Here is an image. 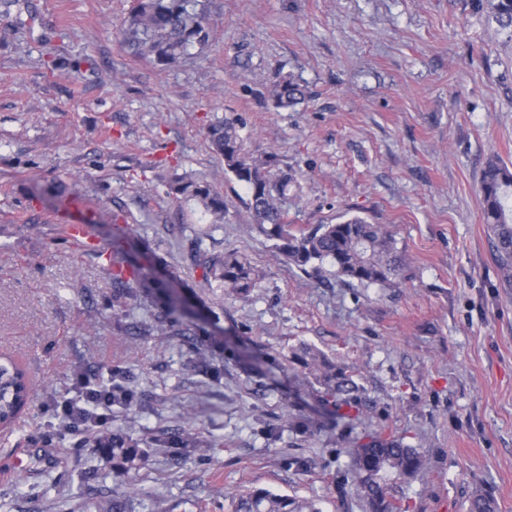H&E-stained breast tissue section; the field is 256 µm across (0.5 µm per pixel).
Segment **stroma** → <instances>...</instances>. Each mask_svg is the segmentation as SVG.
Here are the masks:
<instances>
[{
	"mask_svg": "<svg viewBox=\"0 0 512 512\" xmlns=\"http://www.w3.org/2000/svg\"><path fill=\"white\" fill-rule=\"evenodd\" d=\"M490 3L210 0L209 47L163 67L120 44L132 0H0V352L34 386L0 430V512H233L231 493L253 488L364 512L343 449L371 431L429 461L393 482L405 512H470L478 490L512 512V288L479 203L488 159L512 163V27ZM289 74L309 92L293 111L268 96ZM218 120L295 173V228L392 225L404 287L350 288L277 260L210 148ZM176 174L214 182L223 223L169 195ZM87 215L102 254L66 235ZM229 251L260 274L249 298L197 261ZM133 264L158 285L118 294L112 275ZM167 285L196 331L156 336ZM303 344L353 368L369 419L340 431L321 385L295 396ZM115 366L135 401L107 429L146 446L126 475L91 437L51 434L77 377ZM299 409L303 432L285 422ZM183 429L197 447L148 448Z\"/></svg>",
	"mask_w": 512,
	"mask_h": 512,
	"instance_id": "obj_1",
	"label": "stroma"
}]
</instances>
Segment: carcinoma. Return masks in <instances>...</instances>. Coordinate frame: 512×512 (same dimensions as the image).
I'll list each match as a JSON object with an SVG mask.
<instances>
[{"instance_id": "obj_1", "label": "carcinoma", "mask_w": 512, "mask_h": 512, "mask_svg": "<svg viewBox=\"0 0 512 512\" xmlns=\"http://www.w3.org/2000/svg\"><path fill=\"white\" fill-rule=\"evenodd\" d=\"M212 33L207 0H137L121 32L122 44L141 59L160 66L176 64L209 46ZM278 109H293L306 99V91L293 77H282L268 90ZM215 153L224 160V174L246 193V212L252 224L273 241L275 256L310 277H319L324 264L333 268L336 278L353 287L401 288L405 282V260L389 224H371L359 216L343 218L335 224H318L307 232L288 228V191L295 178L280 167L276 153L260 156L244 147L236 126L217 123L209 131ZM168 193L194 203L211 224H222L229 205L224 196L205 178L175 177L168 182ZM480 204L484 223L493 236L494 260L500 284L512 288V169L500 159L489 160L480 179ZM205 274L220 280L232 294L247 296L257 287L258 275L244 256L227 252L204 258ZM184 299L176 289H164V317L156 328L160 336H184L191 325L182 318ZM297 360L317 375L324 386L325 401L334 406L327 415L340 423L349 415L344 405L358 402L359 386L348 371L327 360L320 352L304 348ZM32 388L24 369L12 359L0 364V424H10L20 408L31 399ZM157 448L197 447L185 433L177 439L157 436ZM99 450L112 456V467L129 472L143 463L138 445L120 434L100 439ZM345 452L350 459L353 491L369 512H403L400 499L390 491L388 480L395 475L414 479L428 469V462L417 449L403 441L375 432L367 441L354 440ZM236 512H322L313 501L253 489L237 498Z\"/></svg>"}]
</instances>
